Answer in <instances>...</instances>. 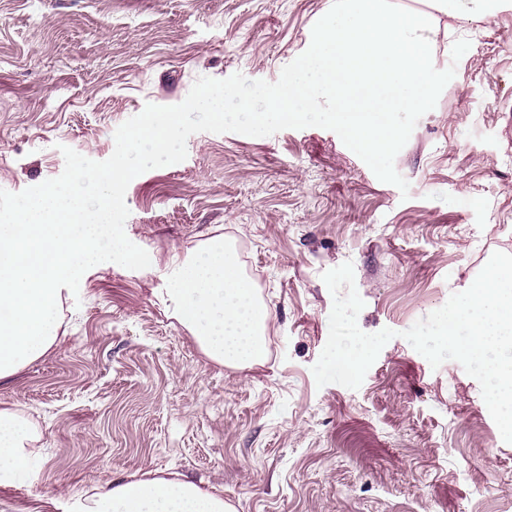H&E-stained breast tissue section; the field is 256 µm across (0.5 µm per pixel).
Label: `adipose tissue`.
<instances>
[{"instance_id":"adipose-tissue-1","label":"adipose tissue","mask_w":512,"mask_h":512,"mask_svg":"<svg viewBox=\"0 0 512 512\" xmlns=\"http://www.w3.org/2000/svg\"><path fill=\"white\" fill-rule=\"evenodd\" d=\"M173 263L167 300L204 353L219 364L235 367L263 361L268 311L223 239L208 240ZM32 439L23 417L0 409V486L30 477L38 456L29 446ZM66 512H231V508L219 494L193 483L150 478L82 493L71 500Z\"/></svg>"}]
</instances>
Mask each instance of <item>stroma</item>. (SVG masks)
<instances>
[{"mask_svg":"<svg viewBox=\"0 0 512 512\" xmlns=\"http://www.w3.org/2000/svg\"><path fill=\"white\" fill-rule=\"evenodd\" d=\"M330 0H0V189L58 177L62 147L108 159L146 105L202 76L277 81ZM470 46L397 154L408 193L328 129L200 132L178 164L129 184L128 239L150 267L87 270L56 343L0 379L30 424L31 480L0 512H58L77 494L165 477L235 512H512L505 442L461 363L431 367L401 333L512 254V9L447 17ZM224 237L269 310L268 355L209 359L166 300L173 255ZM352 263L357 322L395 330L361 386H317L332 295Z\"/></svg>","mask_w":512,"mask_h":512,"instance_id":"35a3bbf8","label":"stroma"}]
</instances>
